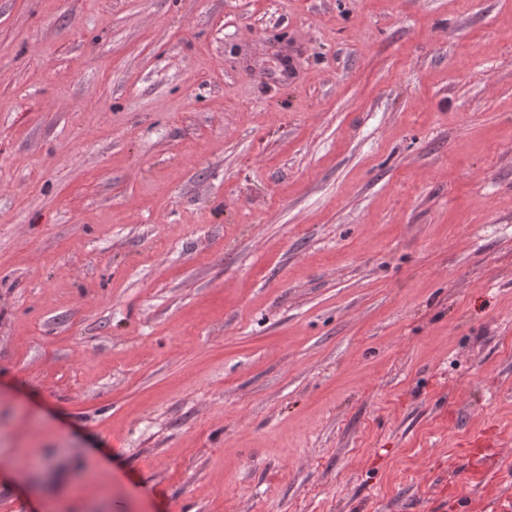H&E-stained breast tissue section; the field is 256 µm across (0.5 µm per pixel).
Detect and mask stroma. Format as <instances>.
I'll return each instance as SVG.
<instances>
[{
	"instance_id": "1",
	"label": "stroma",
	"mask_w": 512,
	"mask_h": 512,
	"mask_svg": "<svg viewBox=\"0 0 512 512\" xmlns=\"http://www.w3.org/2000/svg\"><path fill=\"white\" fill-rule=\"evenodd\" d=\"M0 512H512V0H0Z\"/></svg>"
}]
</instances>
